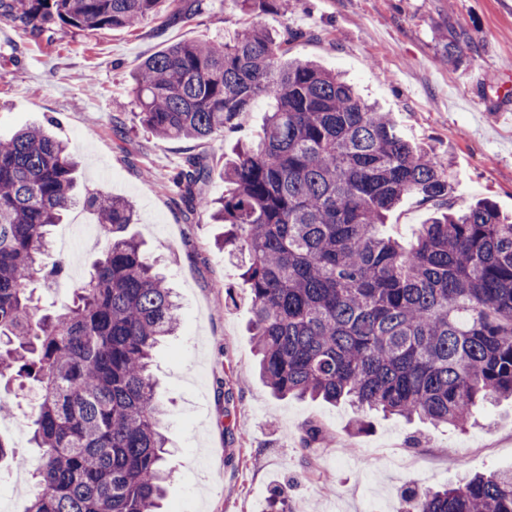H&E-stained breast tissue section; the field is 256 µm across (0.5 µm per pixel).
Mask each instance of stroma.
I'll list each match as a JSON object with an SVG mask.
<instances>
[{
    "instance_id": "35a3bbf8",
    "label": "stroma",
    "mask_w": 512,
    "mask_h": 512,
    "mask_svg": "<svg viewBox=\"0 0 512 512\" xmlns=\"http://www.w3.org/2000/svg\"><path fill=\"white\" fill-rule=\"evenodd\" d=\"M256 20L270 33L303 32L289 55L344 73L368 102L399 117L423 146L451 155L467 203L493 201L512 216V112L496 115L497 91L512 83V7L505 0H303L289 14ZM246 17L228 0L167 28L88 35L57 25L41 38L0 17V137L54 120L79 161L81 189L127 199L132 234L161 267L181 307L179 332L155 351L152 371L165 405L169 464L165 512H271L287 488L285 512H400L410 491L439 488L469 473L512 470V401L481 410L466 430L408 421L345 404L277 398L255 369L250 299L224 227L176 204L171 177L190 154L209 169L206 196L224 194L232 147L258 134L267 99L237 129L215 140L161 139L141 127L131 74L175 42L233 39ZM457 39L456 62L441 59L443 37ZM0 417V438L33 448L20 426L32 391ZM363 420L361 432L352 429ZM319 443H304L307 422Z\"/></svg>"
}]
</instances>
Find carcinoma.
<instances>
[{
	"label": "carcinoma",
	"instance_id": "carcinoma-1",
	"mask_svg": "<svg viewBox=\"0 0 512 512\" xmlns=\"http://www.w3.org/2000/svg\"><path fill=\"white\" fill-rule=\"evenodd\" d=\"M0 0V16L33 38L161 25L205 0ZM244 14L284 0H232ZM303 33L277 39L246 23L230 41L178 42L133 73L141 125L165 139L224 136L260 97L273 100L256 145L224 163V196L200 192L195 155L173 176L191 209L230 226L224 243L252 305L260 374L277 396L320 398L464 429L481 404L512 399V221L484 200L458 211L452 161L416 143L388 112L336 73L288 58ZM77 162L40 125L0 139V379L36 391L28 512H159L166 464L164 404L151 373L177 330L165 276L127 234L136 214L103 190L77 199ZM406 196L434 212L405 243L382 231ZM100 246L58 308L30 285L58 282L51 227L77 203ZM28 464L0 438V463ZM403 512H512V471L412 492Z\"/></svg>",
	"mask_w": 512,
	"mask_h": 512
}]
</instances>
